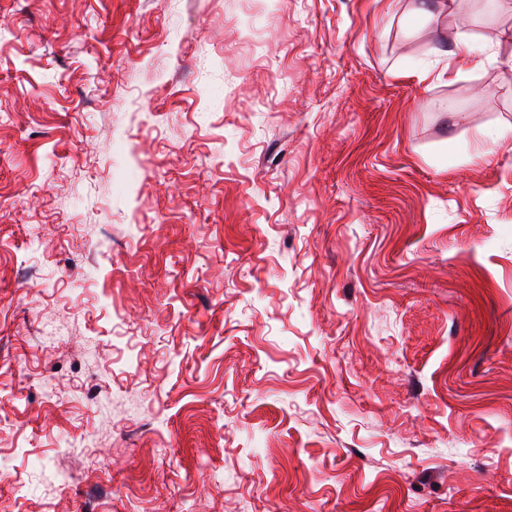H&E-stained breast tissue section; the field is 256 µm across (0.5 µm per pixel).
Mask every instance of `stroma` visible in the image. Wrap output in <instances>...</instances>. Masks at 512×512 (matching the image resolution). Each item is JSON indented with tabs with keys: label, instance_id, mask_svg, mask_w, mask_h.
Masks as SVG:
<instances>
[{
	"label": "stroma",
	"instance_id": "1",
	"mask_svg": "<svg viewBox=\"0 0 512 512\" xmlns=\"http://www.w3.org/2000/svg\"><path fill=\"white\" fill-rule=\"evenodd\" d=\"M475 2L0 0V512H512Z\"/></svg>",
	"mask_w": 512,
	"mask_h": 512
}]
</instances>
